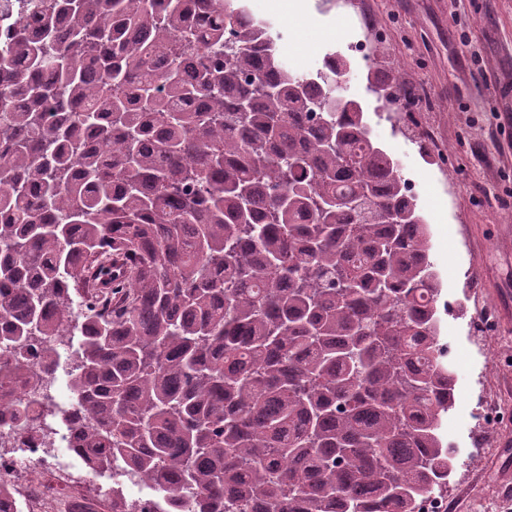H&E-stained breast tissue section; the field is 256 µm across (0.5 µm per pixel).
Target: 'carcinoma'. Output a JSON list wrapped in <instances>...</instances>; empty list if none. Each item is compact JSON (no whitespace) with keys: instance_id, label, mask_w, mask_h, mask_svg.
Returning a JSON list of instances; mask_svg holds the SVG:
<instances>
[{"instance_id":"obj_1","label":"carcinoma","mask_w":512,"mask_h":512,"mask_svg":"<svg viewBox=\"0 0 512 512\" xmlns=\"http://www.w3.org/2000/svg\"><path fill=\"white\" fill-rule=\"evenodd\" d=\"M0 41V414L71 349L94 473L156 512H414L456 467L428 224L244 0H29ZM81 336L78 347L73 337ZM112 512H141L112 492Z\"/></svg>"}]
</instances>
